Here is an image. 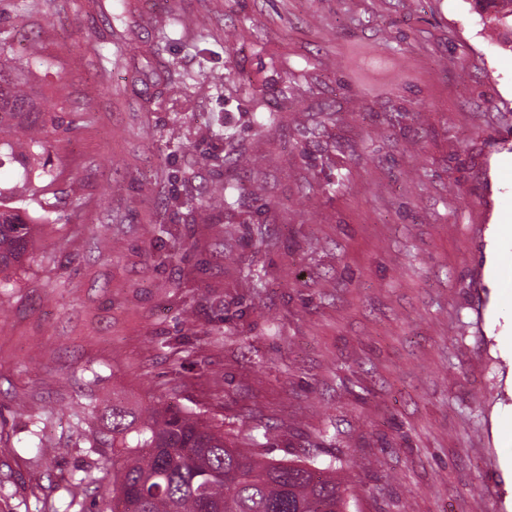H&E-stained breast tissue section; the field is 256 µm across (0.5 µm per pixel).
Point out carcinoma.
Masks as SVG:
<instances>
[{
  "label": "carcinoma",
  "instance_id": "cac0c4a2",
  "mask_svg": "<svg viewBox=\"0 0 512 512\" xmlns=\"http://www.w3.org/2000/svg\"><path fill=\"white\" fill-rule=\"evenodd\" d=\"M475 12L505 29L512 45V0H471ZM0 40V140L28 172L10 193L0 190V274L21 266L53 207L44 181L54 182L44 153L55 115L33 91L30 74ZM112 448L123 465L112 471V500L101 512H350L340 461L262 459L232 448L197 413L154 402L137 411L103 409Z\"/></svg>",
  "mask_w": 512,
  "mask_h": 512
}]
</instances>
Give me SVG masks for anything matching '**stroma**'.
<instances>
[{
  "label": "stroma",
  "instance_id": "obj_1",
  "mask_svg": "<svg viewBox=\"0 0 512 512\" xmlns=\"http://www.w3.org/2000/svg\"><path fill=\"white\" fill-rule=\"evenodd\" d=\"M0 31L68 92L53 249L0 275V512L111 498L102 409L152 398L341 458L356 512H512V49L470 0H0ZM497 287L506 299L512 297V248H504L497 255Z\"/></svg>",
  "mask_w": 512,
  "mask_h": 512
}]
</instances>
